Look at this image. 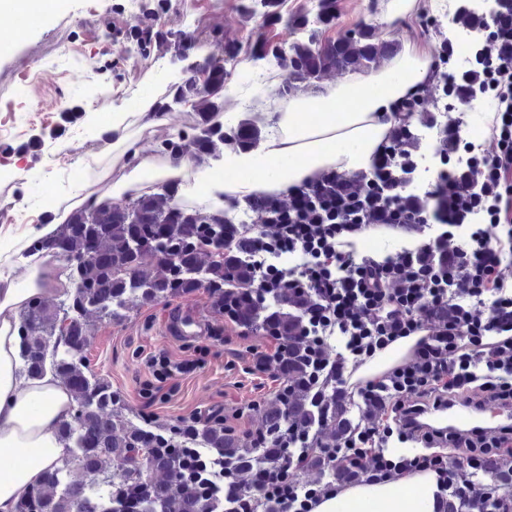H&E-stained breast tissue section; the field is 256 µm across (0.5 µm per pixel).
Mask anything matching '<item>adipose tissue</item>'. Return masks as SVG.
<instances>
[{"mask_svg": "<svg viewBox=\"0 0 512 512\" xmlns=\"http://www.w3.org/2000/svg\"><path fill=\"white\" fill-rule=\"evenodd\" d=\"M433 64L429 50L410 48L368 74L347 73L334 83L300 89L276 111L261 113L265 135L259 147L225 150L221 182H193L191 158L161 161L143 153L127 128L133 121L144 130L162 123L153 101L143 102L133 115L114 112V140L123 148L128 171L113 183L112 196L183 178L188 193L212 211L255 194L288 192L329 168L347 174L367 170L401 103L427 89ZM25 266L20 283L12 266L0 268V512H17L45 471L70 458L55 426L69 418L71 394L53 376L25 382L17 373V314L33 295L44 293L49 270L44 258ZM437 491L435 473L407 474L348 488L315 512H435Z\"/></svg>", "mask_w": 512, "mask_h": 512, "instance_id": "ef3b65f1", "label": "adipose tissue"}]
</instances>
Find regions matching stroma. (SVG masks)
<instances>
[{"instance_id":"obj_1","label":"stroma","mask_w":512,"mask_h":512,"mask_svg":"<svg viewBox=\"0 0 512 512\" xmlns=\"http://www.w3.org/2000/svg\"><path fill=\"white\" fill-rule=\"evenodd\" d=\"M269 19L259 0H59L56 11L28 27L16 44L0 47V226L48 224L57 204L83 182L82 156L98 154L103 167L119 166L112 144L115 110L138 111L174 84L186 60L227 57L223 111L240 122L252 118L238 96L250 82L249 65L266 45L271 91H278L292 47L309 38L336 40L351 32L368 34L378 65L406 48L435 49L448 33L447 10L435 11L441 27H426L423 15L381 23L387 0H335V17L319 19V0H277ZM153 18L165 40L143 54L129 32ZM163 122L143 134L144 152L160 143L192 135L199 121L190 105L163 112ZM199 318L206 334H168L173 315ZM270 341L263 332H242L206 290L138 304L118 319L91 322L86 347L91 373L107 381L123 399V418L168 431L192 415L221 418L243 410L247 426L265 421L266 404L277 385L249 370L253 351ZM167 360L177 388L147 399L157 385L159 360Z\"/></svg>"}]
</instances>
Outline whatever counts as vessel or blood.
Instances as JSON below:
<instances>
[{
    "label": "vessel or blood",
    "mask_w": 512,
    "mask_h": 512,
    "mask_svg": "<svg viewBox=\"0 0 512 512\" xmlns=\"http://www.w3.org/2000/svg\"><path fill=\"white\" fill-rule=\"evenodd\" d=\"M420 418L422 423L431 427L454 432H473L512 423V407L491 408L463 399L447 406L425 409Z\"/></svg>",
    "instance_id": "vessel-or-blood-1"
}]
</instances>
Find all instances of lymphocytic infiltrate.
<instances>
[{
  "mask_svg": "<svg viewBox=\"0 0 512 512\" xmlns=\"http://www.w3.org/2000/svg\"><path fill=\"white\" fill-rule=\"evenodd\" d=\"M456 22L479 31L473 70L440 74L455 106L497 102L485 143L465 141L460 119L436 125L430 153L409 116L375 151L369 172L328 170L287 198L246 201L276 224L240 226L238 258L255 296L288 291V311L262 320L272 351L252 370L278 381L293 418L258 430L225 423L246 447L279 456L241 470L233 448L222 463L228 512H314L364 482L437 474L436 512H512V431L447 436L414 424L416 407L457 398L512 404V0L491 22L458 8ZM441 168L420 193L426 156ZM393 237L385 255L362 253L363 237ZM407 359L383 378L353 385V373L400 338ZM310 468L317 480L297 478Z\"/></svg>",
  "mask_w": 512,
  "mask_h": 512,
  "instance_id": "f902f5d3",
  "label": "lymphocytic infiltrate"
}]
</instances>
